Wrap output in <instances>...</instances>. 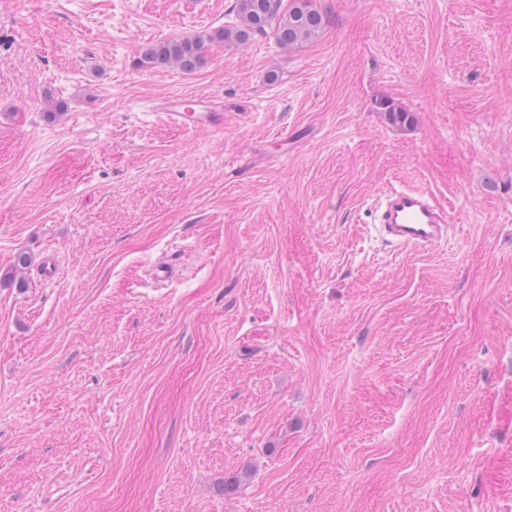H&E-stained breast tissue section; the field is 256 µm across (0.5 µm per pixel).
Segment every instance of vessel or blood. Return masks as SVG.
I'll list each match as a JSON object with an SVG mask.
<instances>
[{
	"instance_id": "obj_1",
	"label": "vessel or blood",
	"mask_w": 512,
	"mask_h": 512,
	"mask_svg": "<svg viewBox=\"0 0 512 512\" xmlns=\"http://www.w3.org/2000/svg\"><path fill=\"white\" fill-rule=\"evenodd\" d=\"M156 116L184 128L224 126V108L214 97H176L157 103ZM376 234L396 246L435 245L448 234V211L426 190L392 189L375 205Z\"/></svg>"
}]
</instances>
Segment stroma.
<instances>
[{"label":"stroma","mask_w":512,"mask_h":512,"mask_svg":"<svg viewBox=\"0 0 512 512\" xmlns=\"http://www.w3.org/2000/svg\"><path fill=\"white\" fill-rule=\"evenodd\" d=\"M232 3L0 0V512H512V0L141 67ZM393 184L447 243L377 238ZM153 111L165 121L184 128L210 127L218 130L224 127V108L209 95L168 99L155 104Z\"/></svg>","instance_id":"35a3bbf8"}]
</instances>
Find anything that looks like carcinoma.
Instances as JSON below:
<instances>
[{"label":"carcinoma","instance_id":"1","mask_svg":"<svg viewBox=\"0 0 512 512\" xmlns=\"http://www.w3.org/2000/svg\"><path fill=\"white\" fill-rule=\"evenodd\" d=\"M231 13L235 22L215 36L198 34L155 44L144 52L142 66H174L191 73L205 63L215 39L245 45L270 27L282 47L293 49L315 39L326 22L313 0H233Z\"/></svg>","mask_w":512,"mask_h":512}]
</instances>
